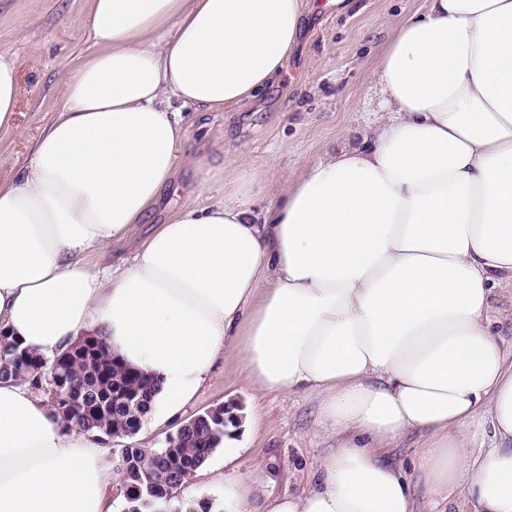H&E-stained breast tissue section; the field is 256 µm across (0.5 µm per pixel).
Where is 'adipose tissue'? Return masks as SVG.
I'll use <instances>...</instances> for the list:
<instances>
[{
    "label": "adipose tissue",
    "mask_w": 512,
    "mask_h": 512,
    "mask_svg": "<svg viewBox=\"0 0 512 512\" xmlns=\"http://www.w3.org/2000/svg\"><path fill=\"white\" fill-rule=\"evenodd\" d=\"M96 50L25 166L0 181V333L52 357L89 332L181 414L215 361L305 391L337 441L307 486L231 482L226 512H512V0H429L373 70L387 122L255 214L258 168L141 240L184 143L282 71L304 0H88ZM18 71L0 56V133ZM133 241L113 269L90 253ZM416 433L414 471L382 447ZM103 450L48 399L0 382V512H112ZM495 307L496 315L500 320V340L504 346L511 349L512 346V322H511V294L504 293L497 297Z\"/></svg>",
    "instance_id": "obj_1"
}]
</instances>
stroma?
Here are the masks:
<instances>
[{"label": "stroma", "instance_id": "obj_1", "mask_svg": "<svg viewBox=\"0 0 512 512\" xmlns=\"http://www.w3.org/2000/svg\"><path fill=\"white\" fill-rule=\"evenodd\" d=\"M426 6L427 0H306L298 43L271 85L221 112L187 109L186 154L171 205L185 198L207 205L225 180L256 166L263 180L252 189V206L262 212L327 148L380 119L374 61L397 25ZM94 49L86 0H0V56L16 62L22 96L18 132L0 136L1 180L22 167L56 119L63 65L77 64ZM203 158L223 161V178L201 171L197 162ZM226 402L255 409L257 422L243 433L237 458L227 463L215 451L214 471L182 491L185 500L209 499L212 512H225L226 477H244L262 466L273 470L276 492H296L335 444L316 424L314 399L257 393L231 356L215 362L183 415Z\"/></svg>", "mask_w": 512, "mask_h": 512}]
</instances>
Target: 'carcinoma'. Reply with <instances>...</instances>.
Returning a JSON list of instances; mask_svg holds the SVG:
<instances>
[{
  "instance_id": "obj_1",
  "label": "carcinoma",
  "mask_w": 512,
  "mask_h": 512,
  "mask_svg": "<svg viewBox=\"0 0 512 512\" xmlns=\"http://www.w3.org/2000/svg\"><path fill=\"white\" fill-rule=\"evenodd\" d=\"M60 373L56 383L49 382ZM23 381L49 397L76 395L85 413L71 424L97 441L112 433L135 436L151 410L153 385L141 372L110 357L102 337L80 338L54 358H43L5 335H0V379ZM224 438V405L199 413L178 428L176 447L169 442L150 448L138 443L120 454L122 482L119 496L124 512H179L175 498L159 499V490L183 488L203 467Z\"/></svg>"
}]
</instances>
